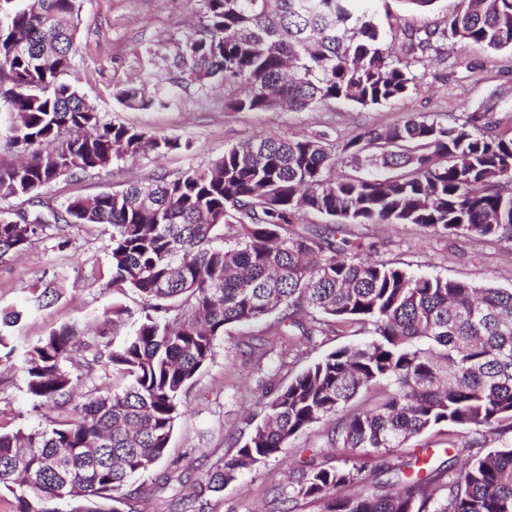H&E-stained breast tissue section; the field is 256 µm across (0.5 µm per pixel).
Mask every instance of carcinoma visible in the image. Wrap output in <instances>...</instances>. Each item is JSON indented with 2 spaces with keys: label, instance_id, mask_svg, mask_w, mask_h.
<instances>
[{
  "label": "carcinoma",
  "instance_id": "cac0c4a2",
  "mask_svg": "<svg viewBox=\"0 0 512 512\" xmlns=\"http://www.w3.org/2000/svg\"><path fill=\"white\" fill-rule=\"evenodd\" d=\"M379 0H203L201 30L161 58L176 80L202 87L239 83L230 112L332 102L382 105L408 95L411 65L428 50L462 43L512 49V0H460L443 24L396 34L376 21ZM77 0H0V199L38 197L63 176L101 172L177 140L106 121L67 77L73 68ZM117 99L167 108L171 91L146 101L135 87ZM489 99L445 126L409 115L336 149L327 135L263 136L224 150L206 168L136 181L67 202L64 210L9 216L0 207V258L22 251L53 224H108L106 287L136 293L148 310L134 332L99 348L64 326L16 357L1 332L24 310H0V364L19 361L27 393L56 408L49 429L0 425V491L12 512H122L138 493L130 480L168 454L181 396L214 359L227 326L280 311L279 326L307 341L326 323L372 326V337L325 353L269 390L264 417L233 440L235 454L200 472L175 512L219 493L245 469L286 452L290 441L335 415L363 389L381 400L350 413L328 435L333 448L372 453L383 482L357 464L310 459L292 472L283 503L321 512H512V440L450 470L423 449L395 456L428 431L512 430V289L417 275L361 257L363 244L336 240V224H419L434 235L512 240V137L493 134ZM364 174L336 178V154ZM302 212L331 228L288 234ZM100 364L112 386L75 395L73 367ZM363 483L357 496L338 490Z\"/></svg>",
  "mask_w": 512,
  "mask_h": 512
}]
</instances>
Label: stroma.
I'll use <instances>...</instances> for the list:
<instances>
[{"instance_id": "obj_1", "label": "stroma", "mask_w": 512, "mask_h": 512, "mask_svg": "<svg viewBox=\"0 0 512 512\" xmlns=\"http://www.w3.org/2000/svg\"><path fill=\"white\" fill-rule=\"evenodd\" d=\"M459 0H436L431 9L407 7L402 0H380L379 20L394 30L424 29L456 10ZM73 48L71 81L105 119L136 126L150 135L179 140L181 147L166 156L152 153L113 162L100 173L63 178L45 188V206L61 208L76 197L117 190L133 181L177 175L206 167L225 149L260 136L326 133L340 144L355 134L384 130L408 115L423 113L448 125L464 111L497 97L496 130L512 136V51H488L458 44L443 55L427 54L414 66L412 92L396 102L360 107L334 104L302 111L228 112V87H202L186 82L175 90L176 101L166 109H133L117 101L118 89L132 86L152 95L167 73L162 56L171 53L198 26L202 0H80ZM107 225L69 224L51 228L46 237L25 251L0 261V309L20 306L33 294L42 305L12 329L11 342L25 350L50 331L72 326L82 340L122 339L144 318L134 293L106 288L110 267ZM342 237L363 243L368 260L392 262L407 270L464 282L512 289V242L477 236L431 235L418 224H346ZM124 308L121 321L113 311ZM277 315L226 328L216 354L195 383L182 395V414L170 441V457L133 479L142 490L132 500L133 512H169L181 494L182 479L195 477L216 460L230 458L229 439L246 430L247 418L262 419V399L271 386L288 382L304 366L344 345L365 341L367 327L325 326L322 335L304 343L295 336L276 335ZM273 341L272 352L256 362L249 354L259 340ZM59 412L43 406L26 392L19 370L0 366V424L6 429L50 428ZM340 421L332 416L295 436L285 454L245 472L222 493L205 496L203 512H280L275 489L284 487L290 467L316 459L330 465L355 460L372 472V456H354L332 448L327 434ZM209 433L198 441L197 430Z\"/></svg>"}]
</instances>
